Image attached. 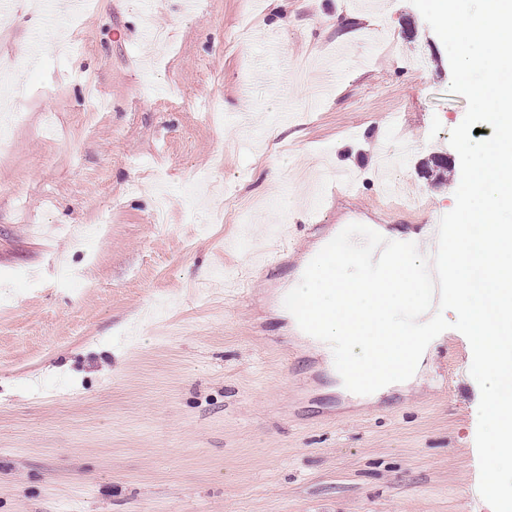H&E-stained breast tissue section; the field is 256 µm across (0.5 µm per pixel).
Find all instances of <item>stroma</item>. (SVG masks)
I'll use <instances>...</instances> for the list:
<instances>
[{
  "instance_id": "1",
  "label": "stroma",
  "mask_w": 512,
  "mask_h": 512,
  "mask_svg": "<svg viewBox=\"0 0 512 512\" xmlns=\"http://www.w3.org/2000/svg\"><path fill=\"white\" fill-rule=\"evenodd\" d=\"M14 2L0 58L41 56L0 83L26 115L0 152V512H490L462 333L358 395L279 315L324 237L419 244L454 207L467 101L410 0ZM98 223L90 257L67 230ZM272 224L286 261L253 269Z\"/></svg>"
}]
</instances>
